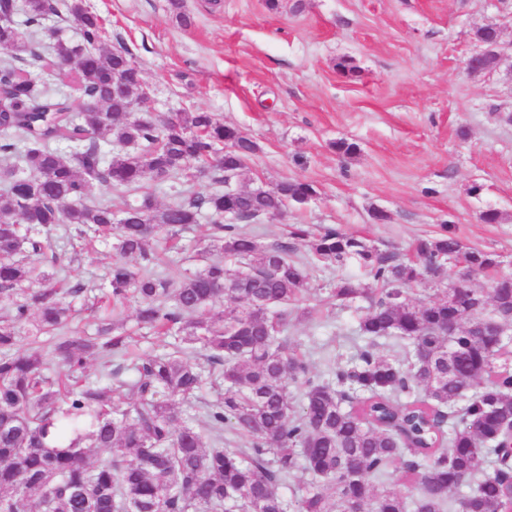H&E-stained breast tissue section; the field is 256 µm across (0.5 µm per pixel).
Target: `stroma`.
<instances>
[{
  "mask_svg": "<svg viewBox=\"0 0 512 512\" xmlns=\"http://www.w3.org/2000/svg\"><path fill=\"white\" fill-rule=\"evenodd\" d=\"M107 47H126L148 95L140 113L208 112L257 149L237 189L312 183L315 197L245 230L260 244L289 240L292 225L335 227L383 251L446 233L498 255L512 273V0H182L193 24H177L170 0H85ZM494 23L504 46L495 73L468 74L476 29ZM349 61L356 76L336 68ZM356 153L336 151L338 140ZM387 218L377 221L374 210ZM495 209L497 224L481 221ZM292 241V240H289ZM311 289L288 334L313 372L326 375L361 344L369 301H337L343 278L375 282L357 262L311 259L292 241ZM60 276L103 283L108 243H77Z\"/></svg>",
  "mask_w": 512,
  "mask_h": 512,
  "instance_id": "35a3bbf8",
  "label": "stroma"
}]
</instances>
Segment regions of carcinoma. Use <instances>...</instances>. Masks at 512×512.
Masks as SVG:
<instances>
[{
	"instance_id": "obj_1",
	"label": "carcinoma",
	"mask_w": 512,
	"mask_h": 512,
	"mask_svg": "<svg viewBox=\"0 0 512 512\" xmlns=\"http://www.w3.org/2000/svg\"><path fill=\"white\" fill-rule=\"evenodd\" d=\"M50 13L84 16L79 41L55 27L43 39ZM0 50L12 53L0 64V158L16 161L0 190V303L8 307L0 317V512H30L34 493L40 512H512V367L498 363L500 336L472 329L512 325V279L494 275L487 293L441 287L448 256L476 276L496 270V255L442 234L415 242L405 259L323 230L312 253L357 260L379 288L358 323L365 344L357 360L328 380L314 376L287 347L288 306L310 288L305 266L290 244L261 246L238 222L278 216L315 187L286 180L274 191H195L205 178L237 176L255 143L209 112L137 115L136 62L123 46H102L83 0H0ZM61 59L76 62L74 82L91 105L78 110L66 86L49 89ZM180 175L170 185L175 199L158 210L150 185ZM94 182L139 197L117 207L93 200ZM204 214L212 239L199 254L229 261L179 278L159 272L154 244ZM53 229L62 231L55 240ZM76 238L111 243L104 297L115 309L134 301L137 324L173 338L171 351L127 364L131 336L102 325L95 336L58 338L61 371L49 372L41 338L67 324L68 298L93 292L53 272L60 242ZM423 281L436 297L419 306L409 290ZM334 295L350 303L365 289L346 278ZM24 328L31 342L20 351ZM390 339L405 342L404 363L374 353ZM196 344L206 351L202 364L187 360ZM91 357L101 366L94 380L85 374ZM207 377L217 397L201 429L188 410ZM290 380L301 389L299 411ZM226 424L250 447H224ZM397 461L405 496L379 485ZM297 470L311 480L289 505L282 488Z\"/></svg>"
}]
</instances>
